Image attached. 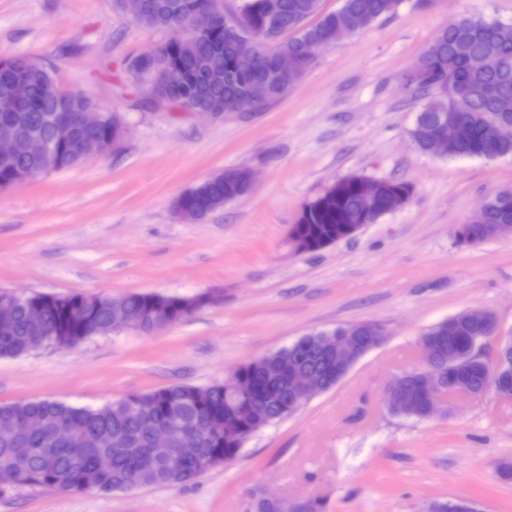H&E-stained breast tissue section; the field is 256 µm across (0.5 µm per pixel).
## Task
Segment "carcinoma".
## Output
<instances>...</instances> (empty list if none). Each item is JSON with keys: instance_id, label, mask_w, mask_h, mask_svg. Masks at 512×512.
<instances>
[{"instance_id": "1", "label": "carcinoma", "mask_w": 512, "mask_h": 512, "mask_svg": "<svg viewBox=\"0 0 512 512\" xmlns=\"http://www.w3.org/2000/svg\"><path fill=\"white\" fill-rule=\"evenodd\" d=\"M206 5L210 0H148L149 13L138 23L151 28H184L188 25L187 3ZM399 0H343L342 7L324 13L321 0H240L235 14L237 23L219 18L213 33L203 39L187 38L179 45L163 43L160 58L171 76L170 91L189 100H205L223 111L229 97L254 87L261 88L259 104L266 105L281 97L290 84L278 82L272 71L280 53L305 56L302 71L312 65L316 49L333 46L347 40L375 21L393 13ZM317 22L306 25L309 18ZM224 52V76H209L207 55ZM480 57L486 65L470 68V60ZM424 77L407 83L414 93L425 98L410 136L414 146L433 155L435 129L445 114L455 118L461 137L448 157H479L494 159L512 155V141H495L493 132L500 124H512V111H504L498 101L512 97V36L500 33L496 21L465 17L454 29L441 28L418 59ZM18 75L31 84L32 100L11 120L24 135L51 141L55 136L53 117L60 111L62 100L57 96L58 85L53 74L39 63L21 55L0 58V90ZM450 79L462 87L454 105L443 108L439 87ZM111 125L97 129L76 128L82 140L78 153L67 156L59 152L46 161L39 156L19 157L13 164H0V184L13 181L18 168L31 169L39 174L44 169H66L91 160L96 142L109 134ZM358 177L351 176L336 182L318 198L305 204L300 211L299 238L303 249L319 251L336 241L339 226L350 224L359 212ZM246 190L235 172L214 175L181 195L191 211L190 220L199 221L221 209ZM477 213L479 222L472 225L474 237L485 239L486 225L512 224V206L503 207L492 195L481 202ZM34 303L43 307L45 325L42 340L26 321V310ZM208 304L207 294L193 296L160 293H130L121 296H85L81 293L58 295L34 292L16 301L12 326L0 330V357L27 355L48 342L61 349H76L92 336L107 333L116 313L139 314L140 321L132 330L151 334L162 320L157 309L167 308L181 321ZM456 327L447 339L450 349L474 354L460 358H445L434 370L451 387L464 385L476 392L495 384L512 392V375L497 376L487 358L480 355L479 343L487 331L471 322L463 313L454 317ZM292 370H311L323 376L325 384L336 385V354L322 346L319 333L297 340V348L274 351L241 365L240 370L257 387L254 407L240 413L236 419L237 436L224 433L208 436L202 429L213 421L224 420V409L231 401L225 383L208 386L177 384L160 389L135 393L128 398L109 402L98 408L70 405L58 400L43 399L0 404V476L9 478L15 487L58 489L68 491H97L110 493L133 488H169L196 480L203 471L196 460L181 457L179 449L196 448L198 456L214 463L230 461L242 450L244 438L256 433L254 418L272 424L284 420L301 408L281 374V366ZM179 406L186 436L179 447L172 449L166 459L150 453L154 428L165 421V406ZM22 415L36 416L43 430L26 434L19 423ZM68 423L74 438L59 443L53 429ZM24 441L31 448L25 467L17 468L12 448ZM109 457L110 469L98 468V459ZM255 512H319L320 506L305 501L279 505L265 498L257 500ZM429 512H474V505L463 499L436 500Z\"/></svg>"}]
</instances>
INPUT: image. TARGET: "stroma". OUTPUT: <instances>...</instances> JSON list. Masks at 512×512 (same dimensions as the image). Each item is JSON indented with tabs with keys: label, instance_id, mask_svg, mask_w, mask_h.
Here are the masks:
<instances>
[{
	"label": "stroma",
	"instance_id": "stroma-1",
	"mask_svg": "<svg viewBox=\"0 0 512 512\" xmlns=\"http://www.w3.org/2000/svg\"><path fill=\"white\" fill-rule=\"evenodd\" d=\"M512 24V0H400L394 14L320 50L285 95L207 119L155 102L127 64L170 38L115 0H0V57L25 55L115 113L123 142L0 193V291L196 295L214 301L153 335L89 338L74 350L0 358V404L97 407L175 384L207 386L309 333L373 322L382 342L333 389L185 486L112 493L32 490L0 512H253L275 494L322 512H426L466 499L512 512V398L450 397L425 420L392 413L389 383L423 365V333L489 310L512 340V235L459 247L456 225L512 189V156L435 157L410 137L421 101L403 83L458 16ZM249 193L197 222L176 199L230 169ZM401 180L406 204L315 253L288 240L304 204L339 179Z\"/></svg>",
	"mask_w": 512,
	"mask_h": 512
}]
</instances>
